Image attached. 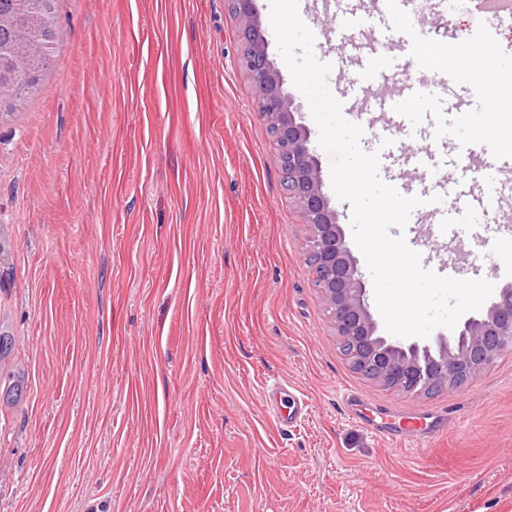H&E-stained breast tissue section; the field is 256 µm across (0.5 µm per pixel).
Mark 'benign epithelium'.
I'll use <instances>...</instances> for the list:
<instances>
[{"label":"benign epithelium","instance_id":"obj_1","mask_svg":"<svg viewBox=\"0 0 512 512\" xmlns=\"http://www.w3.org/2000/svg\"><path fill=\"white\" fill-rule=\"evenodd\" d=\"M249 53L246 69L256 112L274 133L288 199L308 230L306 260L313 281L346 346L350 364L366 378L404 394H430L459 388L512 347V285L500 289L486 312L470 317L448 334L421 345L393 341L379 333L366 299L357 262L346 246L335 210L323 192L311 133L298 122L292 99L269 59L255 0H228Z\"/></svg>","mask_w":512,"mask_h":512}]
</instances>
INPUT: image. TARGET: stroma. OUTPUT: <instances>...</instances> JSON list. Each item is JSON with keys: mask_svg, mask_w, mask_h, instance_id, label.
<instances>
[{"mask_svg": "<svg viewBox=\"0 0 512 512\" xmlns=\"http://www.w3.org/2000/svg\"><path fill=\"white\" fill-rule=\"evenodd\" d=\"M354 0H299L327 31ZM268 53L310 131L257 0ZM40 92L0 120V512H512V348L463 387L406 396L355 372L305 262L307 238L254 108L227 0H58ZM431 49H459V90L483 115L448 153L481 167L512 150V102L486 111L471 50L512 78V25L482 41L468 11ZM429 129L374 115L361 148L403 163ZM424 269L512 284V190L501 221L460 237L421 224ZM301 393L288 430L265 384ZM364 401L350 413L344 390ZM413 419L407 449L366 418Z\"/></svg>", "mask_w": 512, "mask_h": 512, "instance_id": "35a3bbf8", "label": "stroma"}]
</instances>
